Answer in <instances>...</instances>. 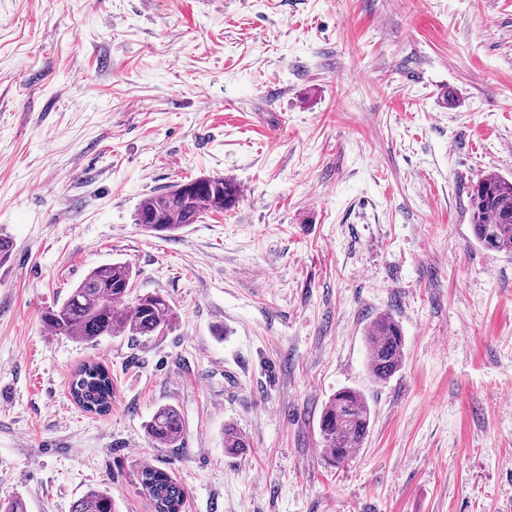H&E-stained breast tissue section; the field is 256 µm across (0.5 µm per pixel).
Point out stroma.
<instances>
[{"label": "stroma", "instance_id": "1", "mask_svg": "<svg viewBox=\"0 0 512 512\" xmlns=\"http://www.w3.org/2000/svg\"><path fill=\"white\" fill-rule=\"evenodd\" d=\"M512 178V0H0V500L70 512H512V253L470 187ZM203 175L230 210L168 237L139 202ZM177 313L88 343L41 320L92 268ZM391 314L401 369L368 371ZM106 365L111 410L69 395ZM362 391L369 433L330 465L319 419ZM180 412L179 447L145 424ZM249 439L224 451V427ZM367 368L371 377L387 381L400 370L404 360V336L389 314L377 318L366 336ZM141 485L156 512H180L184 501V490L164 470L146 467L141 472ZM115 503L106 490L89 491L75 500L70 512H115Z\"/></svg>", "mask_w": 512, "mask_h": 512}]
</instances>
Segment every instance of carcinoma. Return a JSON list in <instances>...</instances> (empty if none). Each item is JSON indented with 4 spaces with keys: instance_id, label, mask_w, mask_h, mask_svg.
Masks as SVG:
<instances>
[{
    "instance_id": "obj_1",
    "label": "carcinoma",
    "mask_w": 512,
    "mask_h": 512,
    "mask_svg": "<svg viewBox=\"0 0 512 512\" xmlns=\"http://www.w3.org/2000/svg\"><path fill=\"white\" fill-rule=\"evenodd\" d=\"M240 196L238 186L222 176H201L150 195L140 201L135 223L144 232L165 236L195 224L209 212L232 208ZM471 224L475 241L486 251L512 253V180L489 174L471 185ZM134 274L125 262L91 269L70 289L66 298L47 309L43 323L57 335L95 343L103 336H153L172 326L176 313L157 293L131 296ZM367 368L378 381L390 379L404 360V336L389 314L377 318L366 336ZM70 394L82 409L101 414L112 405V377L102 364L90 362L75 372ZM371 412L364 394L342 388L326 403L319 431L326 457L333 464L348 461L359 448L370 426ZM151 440L159 447L175 448L184 425L178 410L161 406L146 422ZM249 447L246 436L233 426L224 427V450L242 454ZM141 485L155 512H180L184 490L164 470L146 467ZM70 512H115L105 490L89 491L75 500Z\"/></svg>"
}]
</instances>
